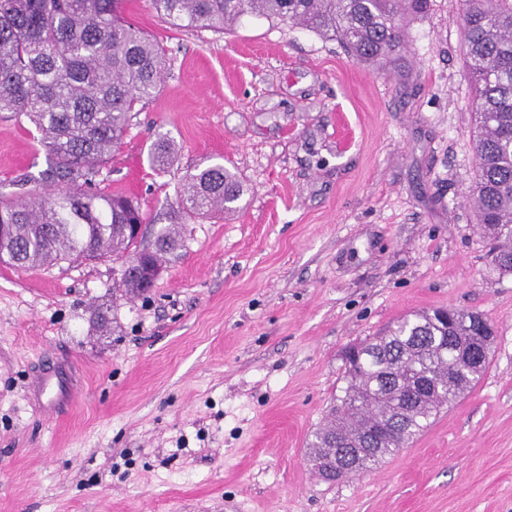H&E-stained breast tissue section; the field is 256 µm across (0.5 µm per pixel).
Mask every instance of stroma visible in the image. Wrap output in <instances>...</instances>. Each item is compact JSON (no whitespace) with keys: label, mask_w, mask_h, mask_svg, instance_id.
Returning a JSON list of instances; mask_svg holds the SVG:
<instances>
[{"label":"stroma","mask_w":512,"mask_h":512,"mask_svg":"<svg viewBox=\"0 0 512 512\" xmlns=\"http://www.w3.org/2000/svg\"><path fill=\"white\" fill-rule=\"evenodd\" d=\"M123 11L166 69L101 191L140 204L147 243L173 223L187 168L224 165L244 195L185 221L141 297L124 296L110 258L0 263V512H512V273L465 200L457 0L409 18L383 67L276 20L221 33L171 27L151 0ZM163 136L176 152L160 172ZM45 160L27 120L0 118L1 195ZM441 307L493 324L480 382L371 471L317 476L308 444L345 385L346 348ZM56 366L74 395L53 412L29 385Z\"/></svg>","instance_id":"1"}]
</instances>
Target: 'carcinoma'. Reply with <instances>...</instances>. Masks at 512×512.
Instances as JSON below:
<instances>
[{
	"mask_svg": "<svg viewBox=\"0 0 512 512\" xmlns=\"http://www.w3.org/2000/svg\"><path fill=\"white\" fill-rule=\"evenodd\" d=\"M177 27H230L246 14L300 25L340 40L358 62H391L402 48L407 16L428 0H151ZM465 65L474 98L477 175L469 197L485 234L502 241L499 271L512 272V0H458ZM164 72L160 45L122 17V0H0V114L25 117L41 136L46 166L26 190L0 197V262L20 269L112 257L162 266L181 249L176 225L148 249L126 231L145 215L133 200L95 190L96 177L127 132L136 105L154 98ZM175 145L162 138L152 162L167 167ZM243 194L221 164L185 171L177 188L182 212L203 217L230 209ZM475 313L417 312L371 338L357 367L345 371L343 395L314 433L309 459L326 449L350 478L407 447L444 407L485 372L453 349L477 335ZM352 428L361 448H341L338 429Z\"/></svg>",
	"mask_w": 512,
	"mask_h": 512,
	"instance_id": "1",
	"label": "carcinoma"
}]
</instances>
